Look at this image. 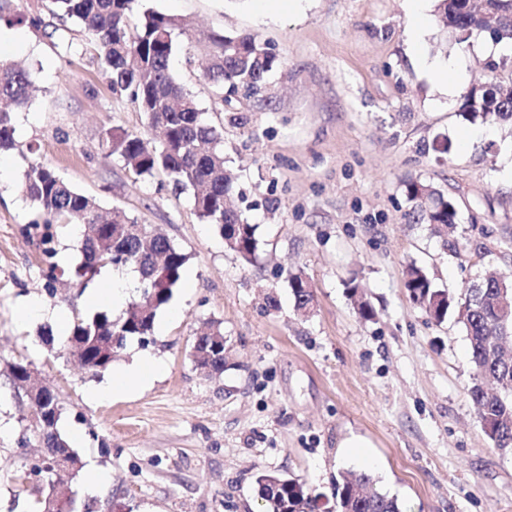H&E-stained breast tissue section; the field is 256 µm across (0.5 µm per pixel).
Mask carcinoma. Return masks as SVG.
Instances as JSON below:
<instances>
[{"label":"carcinoma","instance_id":"obj_1","mask_svg":"<svg viewBox=\"0 0 512 512\" xmlns=\"http://www.w3.org/2000/svg\"><path fill=\"white\" fill-rule=\"evenodd\" d=\"M50 2L53 14L75 21L102 49L100 67L112 90L126 93L145 115L148 127L159 132V144L150 149L138 133L107 129L102 134L107 156L121 159L138 176L167 172L176 186L192 191L199 220L214 226L230 250L252 261L259 250L257 227L226 205V199L236 192V184L225 168L224 127L203 118L197 99L177 82L171 70L177 36L188 31V22L158 12H145L134 20L136 0ZM482 2L481 9L466 12L463 0H439L436 22L459 41L473 30L485 32L490 28L493 42L512 45V0ZM197 43L208 59L202 77L213 90L214 102L221 106L237 95L247 100L259 95L267 75L281 64L266 44L252 36L213 30ZM31 85L29 70L14 62L0 63V99L12 105L10 109L0 108V151L18 148L15 112L27 105ZM460 116L470 124L512 129V99L501 100L490 89L473 88L465 96ZM26 151L22 188L35 210L29 227L37 230L52 224H73L79 228L82 259L68 270L56 260L53 236L42 235L48 293H54L55 283L64 275L84 288L105 267H130L138 273L139 298L128 304L122 317L114 320L99 313L75 321L69 332L67 343L81 365L99 373L110 367L114 353L128 339L144 341L151 335L157 312L171 300L188 257L151 224H141L126 214L104 218L96 198L70 186L36 156L33 146H27ZM407 196L414 203V222L430 224L439 231L454 224V206L432 185L412 181L407 184ZM305 281L301 273L288 277L297 311L313 301ZM405 286L438 324L459 312L473 371L469 399L488 425L485 434L493 446L512 453V354L504 349L506 342H512V271L492 272L470 283L460 311L454 299L434 288L428 275L415 265L407 270ZM350 293L360 316L372 320L373 309L360 285L350 283ZM196 339V366L210 373L224 372V330L220 323H209L208 331ZM8 375L14 387L29 396L28 365L12 363ZM36 403L40 415L35 418L33 432L43 454L32 472L47 481L48 495L58 500L59 512H67L69 480L80 470V458L59 430L63 407L55 390L43 388ZM256 485L265 512H303V487L294 480L262 472ZM334 496L337 512H402L397 499L380 492L366 472L341 477Z\"/></svg>","mask_w":512,"mask_h":512}]
</instances>
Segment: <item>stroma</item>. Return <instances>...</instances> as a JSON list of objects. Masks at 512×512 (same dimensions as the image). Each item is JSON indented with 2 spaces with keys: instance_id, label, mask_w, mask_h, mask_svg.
<instances>
[{
  "instance_id": "1",
  "label": "stroma",
  "mask_w": 512,
  "mask_h": 512,
  "mask_svg": "<svg viewBox=\"0 0 512 512\" xmlns=\"http://www.w3.org/2000/svg\"><path fill=\"white\" fill-rule=\"evenodd\" d=\"M435 5L421 0L425 27L414 50L406 0L274 9L262 0H137L135 14L192 26L178 39L173 72L209 121L224 125L237 178L232 205L260 239L248 263L199 221L191 192L106 155L105 128H147L144 114L112 92L96 64L99 47L53 15L50 0H0V31L18 35L11 58L34 84L17 114L18 147L0 153L11 167L0 186V512H34L46 491L31 472L41 448L28 404L8 379L16 361L57 390L61 432L83 467L107 478L96 493L83 476L72 480L74 512H261V471L303 484L312 512H336L337 478L361 471L403 512H512V455L494 449L468 397L461 326L430 320L405 286L413 264L460 302L470 282L512 268V133L459 115L472 85H512L500 67L512 46L483 32L460 44L445 38ZM209 29L255 36L280 60L267 97L240 105L233 124L182 53L189 36ZM62 36L71 51L58 47ZM448 58L461 65L451 97L420 65ZM30 143L74 189L156 226L188 256L192 287L177 286L147 342L128 340L97 375L66 349L67 326L54 328L46 346L44 320L24 310L36 298L67 325L95 314L85 289L45 288L39 240L26 232L33 205L19 149ZM412 181L432 183L454 205L451 236L409 219ZM297 271L314 294L306 314L294 310L288 286ZM352 281L373 320L360 317ZM212 320L224 329L225 364L209 377L190 350ZM140 354L161 359L162 372L92 399ZM354 436L368 442L364 455L346 448Z\"/></svg>"
}]
</instances>
